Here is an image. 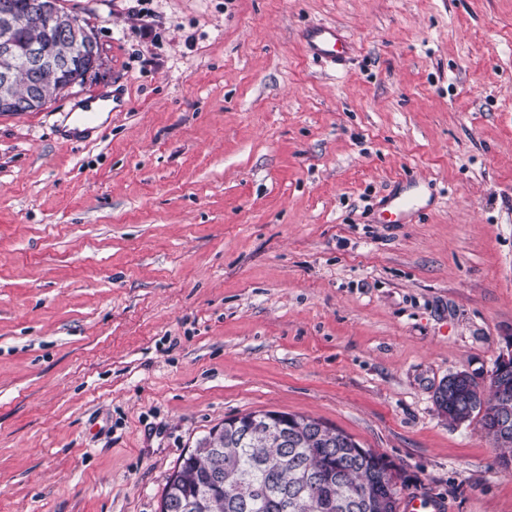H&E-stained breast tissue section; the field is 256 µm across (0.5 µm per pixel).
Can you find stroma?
<instances>
[{"label": "stroma", "mask_w": 512, "mask_h": 512, "mask_svg": "<svg viewBox=\"0 0 512 512\" xmlns=\"http://www.w3.org/2000/svg\"><path fill=\"white\" fill-rule=\"evenodd\" d=\"M60 5L103 66L0 112V512H159L259 410L344 430L401 496L512 512L499 449L433 402L512 347V0ZM320 25L345 67L307 56ZM408 176L419 212L378 223ZM305 50L313 59L330 62L336 66L352 52V44L336 26H318L303 34Z\"/></svg>", "instance_id": "stroma-1"}]
</instances>
